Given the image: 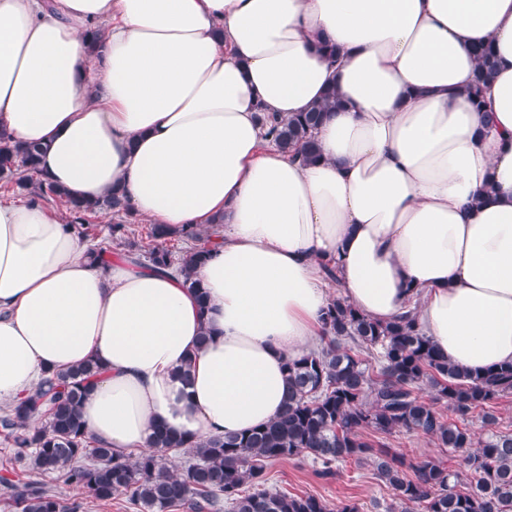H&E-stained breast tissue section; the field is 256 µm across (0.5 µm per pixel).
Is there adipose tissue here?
Returning a JSON list of instances; mask_svg holds the SVG:
<instances>
[{"label": "adipose tissue", "instance_id": "adipose-tissue-1", "mask_svg": "<svg viewBox=\"0 0 512 512\" xmlns=\"http://www.w3.org/2000/svg\"><path fill=\"white\" fill-rule=\"evenodd\" d=\"M483 44L481 111L463 92ZM330 86L302 162L258 115ZM0 131L74 199L117 185L138 221L223 227L204 312L173 271L94 261L65 214L0 201L1 407L91 360L83 422L113 453L264 425L322 334L327 264L458 368L512 363V0H0Z\"/></svg>", "mask_w": 512, "mask_h": 512}]
</instances>
